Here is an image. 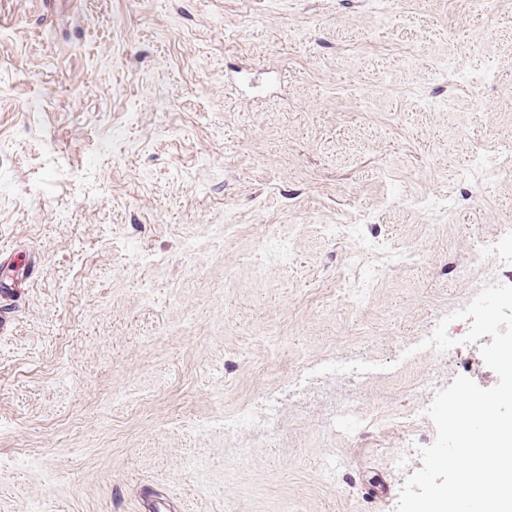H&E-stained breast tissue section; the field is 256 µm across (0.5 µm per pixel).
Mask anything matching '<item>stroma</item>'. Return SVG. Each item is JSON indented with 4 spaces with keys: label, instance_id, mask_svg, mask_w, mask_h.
<instances>
[{
    "label": "stroma",
    "instance_id": "1",
    "mask_svg": "<svg viewBox=\"0 0 512 512\" xmlns=\"http://www.w3.org/2000/svg\"><path fill=\"white\" fill-rule=\"evenodd\" d=\"M0 144V259L41 267L0 331V512H396L457 375L406 348L476 249L512 274V170L476 162L512 160V0H0ZM376 235L417 257L359 302ZM353 352L275 442L213 427Z\"/></svg>",
    "mask_w": 512,
    "mask_h": 512
}]
</instances>
